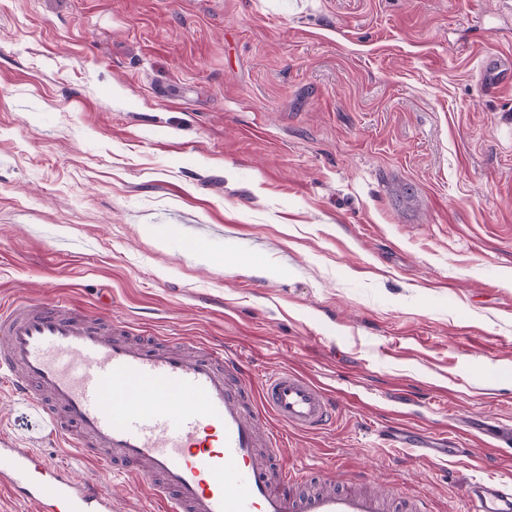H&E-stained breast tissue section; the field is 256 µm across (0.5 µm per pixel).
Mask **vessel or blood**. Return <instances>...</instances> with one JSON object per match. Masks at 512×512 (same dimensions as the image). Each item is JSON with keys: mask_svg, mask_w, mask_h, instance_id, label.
<instances>
[{"mask_svg": "<svg viewBox=\"0 0 512 512\" xmlns=\"http://www.w3.org/2000/svg\"><path fill=\"white\" fill-rule=\"evenodd\" d=\"M0 379L66 447L104 449L101 470L118 464L147 481L161 512H384L376 493L303 492L293 469L273 472L259 461L260 446L275 455L281 441L263 435L264 414L301 431L332 421L334 396L305 375L271 372L254 398L224 349L132 345L69 301L22 300L0 308ZM0 494L43 512L115 509L97 483L75 479L68 464L40 461L6 432ZM469 497L471 512H512V490L502 484L473 483Z\"/></svg>", "mask_w": 512, "mask_h": 512, "instance_id": "b4317fda", "label": "vessel or blood"}]
</instances>
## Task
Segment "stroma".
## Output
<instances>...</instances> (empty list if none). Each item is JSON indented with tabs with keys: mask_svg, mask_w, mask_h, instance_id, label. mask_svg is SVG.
<instances>
[{
	"mask_svg": "<svg viewBox=\"0 0 512 512\" xmlns=\"http://www.w3.org/2000/svg\"><path fill=\"white\" fill-rule=\"evenodd\" d=\"M507 0H0V303L221 346L337 393L281 460L468 512L512 484ZM201 254H193L190 241ZM397 423L406 442L387 447ZM0 390V430L153 504ZM472 512H511L512 490L500 483L476 482L470 487Z\"/></svg>",
	"mask_w": 512,
	"mask_h": 512,
	"instance_id": "1",
	"label": "stroma"
}]
</instances>
